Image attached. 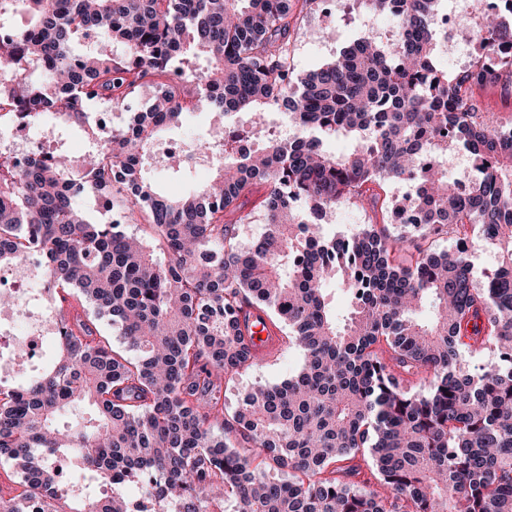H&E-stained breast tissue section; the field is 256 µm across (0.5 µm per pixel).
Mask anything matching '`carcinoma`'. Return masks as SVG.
Returning <instances> with one entry per match:
<instances>
[{"mask_svg":"<svg viewBox=\"0 0 512 512\" xmlns=\"http://www.w3.org/2000/svg\"><path fill=\"white\" fill-rule=\"evenodd\" d=\"M393 1L398 40L364 34L298 78L291 37L316 0H0L10 29L0 68L16 74L0 120L62 130L91 103L119 109L154 88L108 142L89 132L79 168L63 151L0 166V264L41 248L53 298L48 361L19 363L20 383L0 384V460L26 486L0 497V512H24L33 495L52 512L61 500L69 512H133L125 482L177 512L227 502L236 512H512V127L474 97L490 82L511 85L512 59L440 71L442 0L372 3L386 12ZM482 19L480 57L512 46V0ZM201 58L194 79L209 110L277 112L299 135L249 155L226 150L209 182L172 196L145 161L188 112L173 73ZM339 137L349 152L329 149ZM450 142L478 161L466 194L441 162ZM388 181L415 191L390 205ZM93 191L124 219L140 213L155 244L86 217L77 199ZM364 200L381 219L323 236L331 208ZM257 209L267 230L244 243L240 226ZM407 209L418 219L389 233ZM474 232L501 250L483 283L465 252L419 248L395 263L415 238ZM336 284L350 295L341 322ZM250 311L288 326L304 358L223 420L258 449L255 465L214 434L224 383L257 361L240 327ZM103 322L134 357L104 340ZM483 350L495 362L470 373L464 354ZM68 451L79 470L112 481L111 496H58L47 453Z\"/></svg>","mask_w":512,"mask_h":512,"instance_id":"cac0c4a2","label":"carcinoma"}]
</instances>
